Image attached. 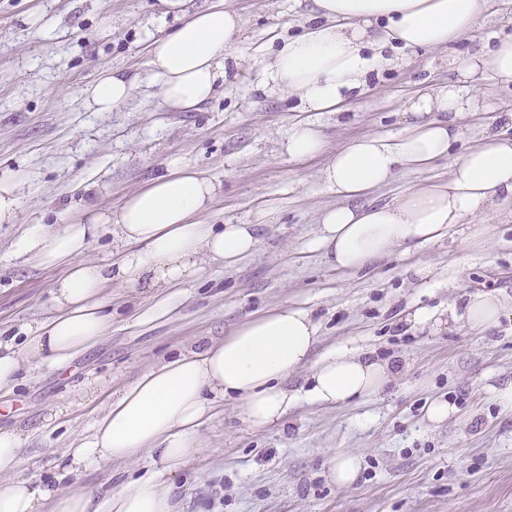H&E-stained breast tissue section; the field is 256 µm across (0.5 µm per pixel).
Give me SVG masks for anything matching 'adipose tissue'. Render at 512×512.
Masks as SVG:
<instances>
[{"label": "adipose tissue", "mask_w": 512, "mask_h": 512, "mask_svg": "<svg viewBox=\"0 0 512 512\" xmlns=\"http://www.w3.org/2000/svg\"><path fill=\"white\" fill-rule=\"evenodd\" d=\"M312 24L288 41L264 65L260 83L280 99L297 97L303 111L286 138L290 158L323 153L325 142L315 114L338 111L363 93L369 80L406 49H441L488 17V0H313ZM160 19L175 27L149 38V65L161 87V105L193 112L228 79L230 49L242 20L216 0H157ZM489 70L512 85V38L473 53L457 68L458 79L432 87L407 103L404 125L390 136L348 142L318 172L336 206L325 209L310 241L311 250L339 270L362 271L377 259L435 243L454 225L467 224L483 237V219L512 204V139L484 132L480 144L454 154L463 132L461 116L478 107L470 80ZM133 79L103 74L85 90L89 108L110 112L131 96ZM449 159L448 179L418 187L390 203L371 204L367 195L402 170H424ZM220 188L196 170L172 166L129 195L118 210L87 208L75 223L47 230L31 224L15 240L18 255L65 274L53 284L52 317L21 328L23 340H0V389L12 387L24 357L61 367L96 345L112 326L103 299L118 282L137 293L156 291L197 275L205 263L230 268L256 252L257 224L269 223L275 206H263L256 224H211L206 216ZM112 227L119 258L102 263L88 250L101 225ZM512 307L493 293L469 297L445 314L422 308L408 313L413 325L441 329L465 322L487 330ZM318 340L312 309L282 305L239 325L226 337L186 349L141 370L92 425L90 436L60 460L64 477L80 478L115 461L143 462L142 474L118 481L105 494L91 486L53 485L16 475L25 438L19 428L0 426V512H180L173 479L203 448L201 428L217 397L235 398L253 428L280 422L307 402L333 407L379 391L395 373L356 347L309 357ZM312 369L304 386L289 378L304 364Z\"/></svg>", "instance_id": "obj_1"}]
</instances>
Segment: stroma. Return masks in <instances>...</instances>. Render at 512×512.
Segmentation results:
<instances>
[{
	"mask_svg": "<svg viewBox=\"0 0 512 512\" xmlns=\"http://www.w3.org/2000/svg\"><path fill=\"white\" fill-rule=\"evenodd\" d=\"M241 18L238 60L219 93L195 112H164L148 64V35L166 34L155 0H0V175L23 172L16 223L0 224V335L53 314L62 269L17 257L26 225L54 226L66 209L118 208L125 196L176 163L222 185L213 224H257L279 200L276 222L257 224L255 254L233 268L205 267L193 280L151 294L112 285V329L62 368L33 367L0 392V425L29 428L23 474L53 478L63 449L79 447L113 393L135 374L195 343L223 338L247 316L275 306L313 309L315 354L351 344L398 362L372 395L333 408L300 403L277 426L254 430L225 398L203 429L204 450L178 475L183 512H512V411L493 399L512 384V320L479 334L465 324L413 327L403 313L463 303L494 290L512 303V220L485 239L453 233L369 274L326 266L308 248L320 212L337 198L318 178L322 158H288L282 144L292 103L259 87L267 58L301 34L295 0H227ZM490 18L443 53L417 51L383 71L345 111L318 116L327 153L373 133H396L421 80L444 85L455 64L512 34V0H489ZM42 17L53 28L42 36ZM137 78L115 111H91L83 92L105 71ZM485 112L461 121L473 137L493 113L512 111V90L485 79ZM428 265L429 279L415 268ZM448 403L430 422L431 401ZM359 453L349 487L329 477L333 457Z\"/></svg>",
	"mask_w": 512,
	"mask_h": 512,
	"instance_id": "stroma-1",
	"label": "stroma"
}]
</instances>
